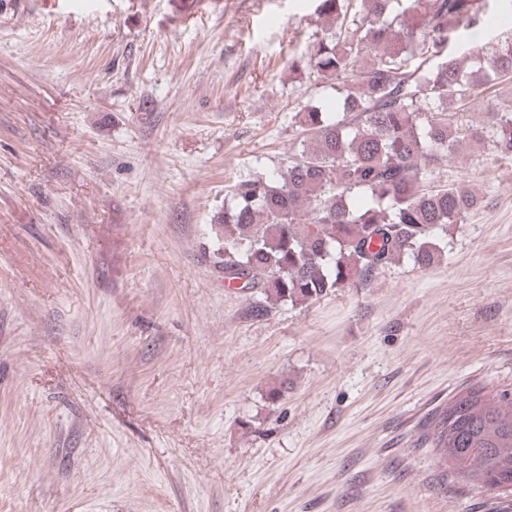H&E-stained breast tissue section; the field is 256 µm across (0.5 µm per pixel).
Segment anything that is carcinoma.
<instances>
[{
  "label": "carcinoma",
  "instance_id": "obj_1",
  "mask_svg": "<svg viewBox=\"0 0 512 512\" xmlns=\"http://www.w3.org/2000/svg\"><path fill=\"white\" fill-rule=\"evenodd\" d=\"M509 9L512 0H316L334 32L296 67L336 89L339 111L301 106L279 178L236 181L211 220L224 285L252 293L251 317L404 260L427 269L448 228L486 206L484 193L440 180L434 163L470 143L512 162V99L494 90L512 83V34L466 39ZM417 442L443 476L512 496L511 387H463L427 414Z\"/></svg>",
  "mask_w": 512,
  "mask_h": 512
}]
</instances>
